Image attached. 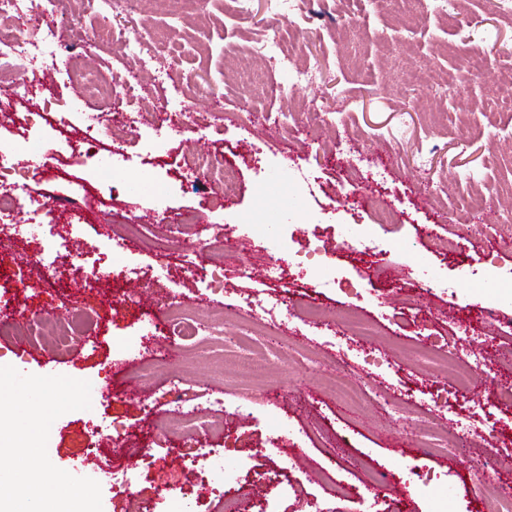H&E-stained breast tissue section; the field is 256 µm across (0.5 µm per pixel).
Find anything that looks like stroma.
<instances>
[{
    "instance_id": "stroma-1",
    "label": "stroma",
    "mask_w": 512,
    "mask_h": 512,
    "mask_svg": "<svg viewBox=\"0 0 512 512\" xmlns=\"http://www.w3.org/2000/svg\"><path fill=\"white\" fill-rule=\"evenodd\" d=\"M208 10L200 15L190 0H136L113 13L125 36L153 35L151 68L165 78L153 97L108 112L126 139L112 182H100L68 151L48 169L26 163L31 195L55 202L40 222L73 234L71 251L55 262L59 290L27 286L40 243L14 228L28 212L0 226L12 238L0 259L7 283L0 319L9 324L0 366L86 380L94 396L90 409L52 424L51 463L69 472L91 446L118 453L130 484L102 483L103 512H161L159 482L184 476L192 447L245 461L258 505L271 494L263 486L268 472L286 468L307 492L283 498L280 512H396L400 502L430 512L429 499L404 477L416 459L453 487L447 512H481L494 493V464L512 458V441L502 437L512 409L497 401L500 387L512 385V336L482 317L496 295L488 270L512 271V87L500 80L512 71V53L498 51L512 43V11L492 0H451L444 12L434 0L389 11L377 0L352 8L343 0H252L246 17L230 0H210ZM100 21L97 0H61L41 26L73 42L66 66L35 68L24 92L0 68V91L10 95L0 141L26 132L50 96L99 111L85 77L109 86L115 73L139 67L111 41L79 47ZM272 24L294 32L291 69L258 51ZM174 36L186 45L177 59L167 53ZM305 69L309 79L296 82L295 71ZM173 99L187 101L192 122L167 133L164 151L145 149ZM317 108L335 113L334 123L315 122ZM219 110L223 119H214ZM203 152L236 165L235 199L225 200L217 184L191 189L190 163ZM132 173L171 187L168 211L147 193L123 189ZM277 175L274 199L266 189ZM473 176L479 206L466 211L459 198ZM274 207L298 241L331 248L337 270L356 277V294L313 287V255L293 278L275 277L288 256L252 228ZM388 207L397 213L390 225L381 219ZM183 212L193 223L180 224ZM357 224L378 246L364 274L346 246ZM450 234L457 251H434L433 236ZM196 239L204 243L201 263L224 271L223 296L181 268L183 242ZM108 244L102 285H85L74 253ZM479 254L482 273L463 280L461 270ZM228 296H274L291 306L271 318L257 308L225 310ZM174 301L206 310L212 335L171 333ZM307 303L323 307L325 319L309 322ZM74 315L79 338L57 354L49 340ZM253 320L267 334L240 352L235 340ZM436 339L479 360L468 389L449 365L423 356ZM174 385L198 418H210L213 400L223 398L224 429L199 432L187 446L162 439ZM439 396L447 406L433 407ZM273 425L290 428L288 446L272 443ZM298 448L309 466L293 463Z\"/></svg>"
}]
</instances>
